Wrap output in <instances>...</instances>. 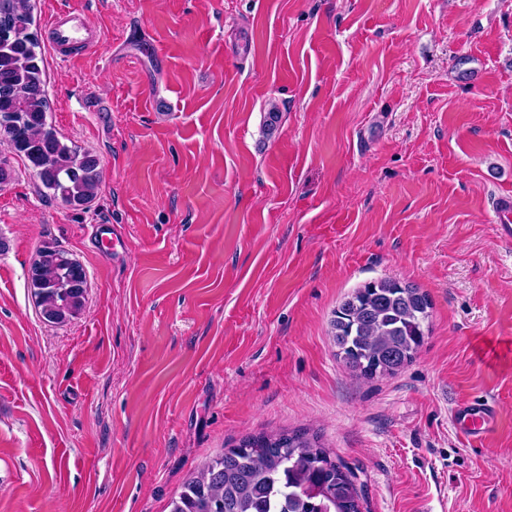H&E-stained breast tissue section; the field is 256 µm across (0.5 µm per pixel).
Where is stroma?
I'll list each match as a JSON object with an SVG mask.
<instances>
[{
  "label": "stroma",
  "mask_w": 512,
  "mask_h": 512,
  "mask_svg": "<svg viewBox=\"0 0 512 512\" xmlns=\"http://www.w3.org/2000/svg\"><path fill=\"white\" fill-rule=\"evenodd\" d=\"M104 40L43 51L47 121L99 160L74 208L0 143V512H169L249 435L306 429L362 512H512V0H31ZM279 114L268 131V112ZM111 225L105 255L92 235ZM87 273L40 315V248ZM381 278L431 303L392 376L334 310ZM494 403L469 442L456 405ZM46 28L51 33L49 48L53 56L64 63L97 50L103 39L102 31L76 9L52 14ZM30 287L37 297L42 317L64 323L84 307L87 274L83 266L62 249L45 246L30 270Z\"/></svg>",
  "instance_id": "35a3bbf8"
}]
</instances>
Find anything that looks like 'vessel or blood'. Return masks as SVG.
Here are the masks:
<instances>
[{
    "instance_id": "1",
    "label": "vessel or blood",
    "mask_w": 512,
    "mask_h": 512,
    "mask_svg": "<svg viewBox=\"0 0 512 512\" xmlns=\"http://www.w3.org/2000/svg\"><path fill=\"white\" fill-rule=\"evenodd\" d=\"M46 27L51 34L49 48L53 56L64 63L97 50L103 39L102 31L76 9L52 14ZM496 416L495 405L486 400L462 404L452 411L457 428L474 441L493 428Z\"/></svg>"
}]
</instances>
